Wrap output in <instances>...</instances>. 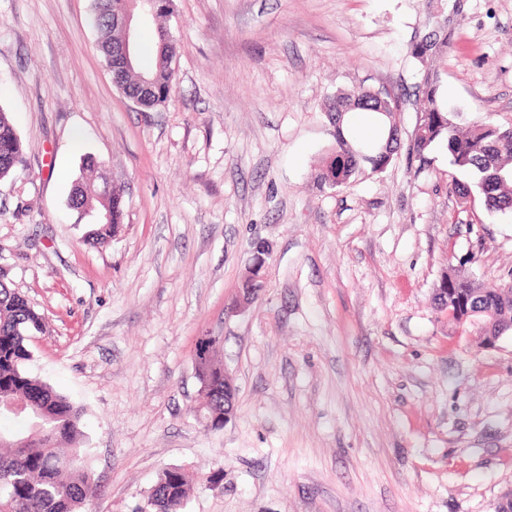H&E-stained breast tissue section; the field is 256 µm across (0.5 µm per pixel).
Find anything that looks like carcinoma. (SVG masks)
Returning <instances> with one entry per match:
<instances>
[{
    "label": "carcinoma",
    "instance_id": "obj_1",
    "mask_svg": "<svg viewBox=\"0 0 512 512\" xmlns=\"http://www.w3.org/2000/svg\"><path fill=\"white\" fill-rule=\"evenodd\" d=\"M130 6L131 0H92L105 67L117 89L145 112L165 105L174 89L177 41L169 28L161 26L157 28L154 67L143 72L138 65L127 64L121 54L125 33L112 24V17L126 13ZM145 78L151 80L148 89ZM424 95L427 107L420 113L421 123L410 144L412 153L424 162L434 147H443L449 164L472 179V185L458 186L462 195L474 189L488 210L512 211V128L481 122L460 129L455 122L457 111L444 103L436 81L429 75L424 80ZM354 101L360 103L357 111L380 118V140L364 145L347 135L345 108ZM325 111L341 124L336 129L335 149L315 176L319 188H341L366 167L382 173L391 165L399 148L396 114L400 104L396 96L373 88L339 92L329 99ZM23 165L22 143L8 115L0 110V178ZM69 206L80 221L85 220L88 210L109 214L108 222L95 225L92 232L93 243L104 245L112 238L115 225L123 223L124 191L115 187L107 197L98 192L90 197L79 180L72 189ZM444 286L448 287V301L436 295L434 302L438 308L452 312L454 322H460V316L471 310L487 335L512 325V287L484 285L451 266L439 282V287ZM43 321L44 314L0 280V402L32 392L40 421L23 432L0 430V447L5 449L0 454V512H85L90 500L98 495L92 481L90 449L73 445L80 435V409L26 369L31 359L28 337L41 329ZM221 368L220 364L213 368L216 377L212 391L203 401L205 419L215 430L224 427ZM188 491L184 472L166 467L137 512H183Z\"/></svg>",
    "mask_w": 512,
    "mask_h": 512
}]
</instances>
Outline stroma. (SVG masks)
Segmentation results:
<instances>
[{
	"label": "stroma",
	"instance_id": "1",
	"mask_svg": "<svg viewBox=\"0 0 512 512\" xmlns=\"http://www.w3.org/2000/svg\"><path fill=\"white\" fill-rule=\"evenodd\" d=\"M169 27L174 91L140 112L90 0H0V109L26 157L0 180V279L45 315L27 367L82 411L96 512H134L166 467L191 481L183 512H495L512 333L478 349L432 296L451 266L512 285V212L409 147L428 74L459 126L512 127V0H175ZM362 87L398 96L397 157L320 189L324 105ZM88 156L125 194L104 247L68 205ZM202 336L237 386L216 431L195 413Z\"/></svg>",
	"mask_w": 512,
	"mask_h": 512
}]
</instances>
